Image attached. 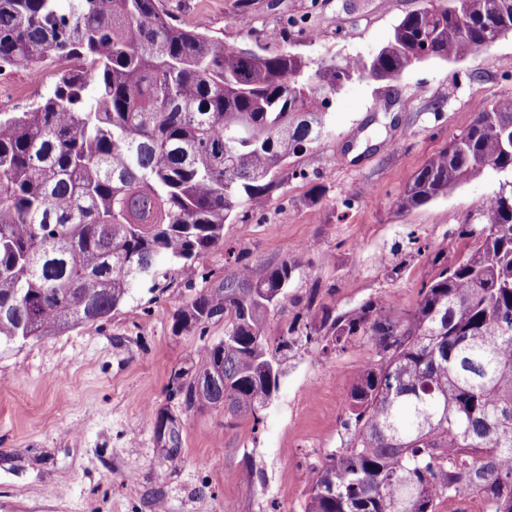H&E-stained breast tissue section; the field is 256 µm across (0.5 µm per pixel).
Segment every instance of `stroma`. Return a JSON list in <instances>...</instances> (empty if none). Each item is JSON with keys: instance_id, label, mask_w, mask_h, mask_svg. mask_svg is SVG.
Instances as JSON below:
<instances>
[{"instance_id": "obj_1", "label": "stroma", "mask_w": 512, "mask_h": 512, "mask_svg": "<svg viewBox=\"0 0 512 512\" xmlns=\"http://www.w3.org/2000/svg\"><path fill=\"white\" fill-rule=\"evenodd\" d=\"M235 2L161 5L225 44L260 40L316 61L368 56L422 5L251 0L243 27ZM41 67L39 81L22 68L0 76V112L40 101L65 65ZM483 99L512 101V35L457 63L417 64L394 86L350 80L330 97L328 135L291 161L266 208L225 224L226 246L257 268L301 256L292 293L319 286L320 301L337 309L370 299L410 308L435 255L455 259L458 226L482 223L498 184L475 179L409 212L399 199ZM206 271L222 278L223 248L169 267L158 288L136 290L107 321L0 345V512H303L312 464L347 440L339 420L366 349L290 352L257 428L220 409H185L169 376L194 357L198 336L174 329L172 314ZM169 418L174 447L156 433Z\"/></svg>"}]
</instances>
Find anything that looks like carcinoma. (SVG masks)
<instances>
[{"label": "carcinoma", "mask_w": 512, "mask_h": 512, "mask_svg": "<svg viewBox=\"0 0 512 512\" xmlns=\"http://www.w3.org/2000/svg\"><path fill=\"white\" fill-rule=\"evenodd\" d=\"M160 0H0V72L49 56L59 74L24 112H0V343L107 320L163 260L224 245L242 206L262 209L293 158L312 153L329 95L353 77L396 82L413 51L459 62L512 32V0H426L371 56L316 63L257 42L228 46L175 23ZM512 101L471 123L407 181L402 210L490 174L498 190L465 253L422 284L410 310L379 301L338 311L320 289L290 293L301 259L257 269L226 249L224 278L173 314L224 338L174 371L186 408L261 423L280 363L317 344L368 347L341 421L349 438L312 467L304 512H438L477 494L512 512ZM487 234H482L484 229ZM304 305L268 335L271 311Z\"/></svg>", "instance_id": "cac0c4a2"}]
</instances>
